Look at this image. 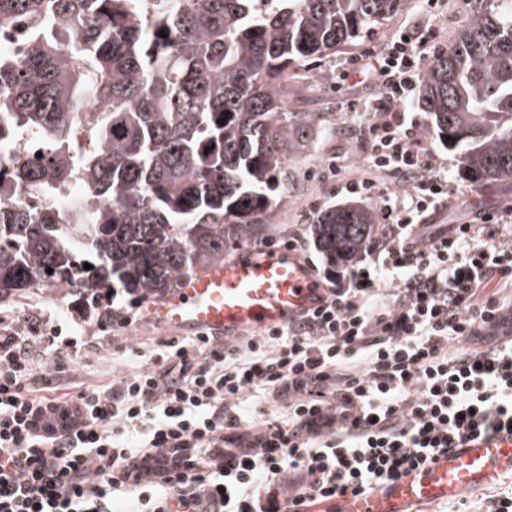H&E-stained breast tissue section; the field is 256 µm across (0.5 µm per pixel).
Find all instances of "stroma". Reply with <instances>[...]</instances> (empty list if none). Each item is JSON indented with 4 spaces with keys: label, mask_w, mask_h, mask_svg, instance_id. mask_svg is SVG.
Returning a JSON list of instances; mask_svg holds the SVG:
<instances>
[{
    "label": "stroma",
    "mask_w": 512,
    "mask_h": 512,
    "mask_svg": "<svg viewBox=\"0 0 512 512\" xmlns=\"http://www.w3.org/2000/svg\"><path fill=\"white\" fill-rule=\"evenodd\" d=\"M473 6L474 0H446L433 17L428 13L425 0H401L392 19L361 39L358 46L325 55L299 68L288 87L287 109L310 113L314 124L300 150L288 160V178L283 182L276 205L267 214L264 237L245 242V249L261 253L269 246L281 248L291 237L308 238V226L317 210L332 203V185L320 178L323 167L332 159L350 172L365 166L366 152L359 137V121L348 112L347 103L374 98L378 88L357 77L351 78L342 88H335L333 82L337 70L346 67L351 57L360 54L361 50L380 49L392 32L404 24L435 19L443 43H450ZM81 306V300L74 295L60 294L51 298L33 292L9 300L0 307V326L10 327L14 315L23 313L46 321L48 325L59 326L63 335L82 337L80 364L69 372L68 377L83 387L111 378L114 369L121 366L123 348L141 343L153 346L173 337L171 330L141 319L120 329H102L92 323L77 325L72 313Z\"/></svg>",
    "instance_id": "1"
}]
</instances>
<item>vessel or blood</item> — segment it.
Wrapping results in <instances>:
<instances>
[{
    "mask_svg": "<svg viewBox=\"0 0 512 512\" xmlns=\"http://www.w3.org/2000/svg\"><path fill=\"white\" fill-rule=\"evenodd\" d=\"M325 295L303 259L277 249L246 251L184 277L178 288L148 304L145 317L181 336L229 337L286 325L320 306ZM506 475L512 476V431L478 434L400 479L304 512H417Z\"/></svg>",
    "mask_w": 512,
    "mask_h": 512,
    "instance_id": "b4317fda",
    "label": "vessel or blood"
}]
</instances>
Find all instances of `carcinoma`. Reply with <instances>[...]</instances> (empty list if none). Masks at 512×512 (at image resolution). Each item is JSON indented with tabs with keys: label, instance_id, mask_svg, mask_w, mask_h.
<instances>
[{
	"label": "carcinoma",
	"instance_id": "1",
	"mask_svg": "<svg viewBox=\"0 0 512 512\" xmlns=\"http://www.w3.org/2000/svg\"><path fill=\"white\" fill-rule=\"evenodd\" d=\"M399 3L0 0V40L27 25L21 56L0 47V297L154 300L223 260L228 240L259 237L314 123L286 110L296 69L358 43ZM92 106L86 147L75 127ZM417 106L471 185L512 179V0H476ZM17 132L34 142L28 160L6 151ZM73 159L83 197L49 211L17 200L60 192ZM375 222L342 202L309 233L334 272L362 256Z\"/></svg>",
	"mask_w": 512,
	"mask_h": 512
}]
</instances>
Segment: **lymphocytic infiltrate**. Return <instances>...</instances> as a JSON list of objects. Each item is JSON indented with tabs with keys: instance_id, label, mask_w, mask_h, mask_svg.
<instances>
[{
	"instance_id": "obj_1",
	"label": "lymphocytic infiltrate",
	"mask_w": 512,
	"mask_h": 512,
	"mask_svg": "<svg viewBox=\"0 0 512 512\" xmlns=\"http://www.w3.org/2000/svg\"><path fill=\"white\" fill-rule=\"evenodd\" d=\"M440 37L398 27L374 62L369 159L335 192L384 229L314 312L256 336L133 347L81 388L77 338L20 315L0 329V512H289L395 481L475 433L512 426V206L434 224L459 193L409 109ZM398 193H391V185ZM271 399L256 416L253 396Z\"/></svg>"
}]
</instances>
